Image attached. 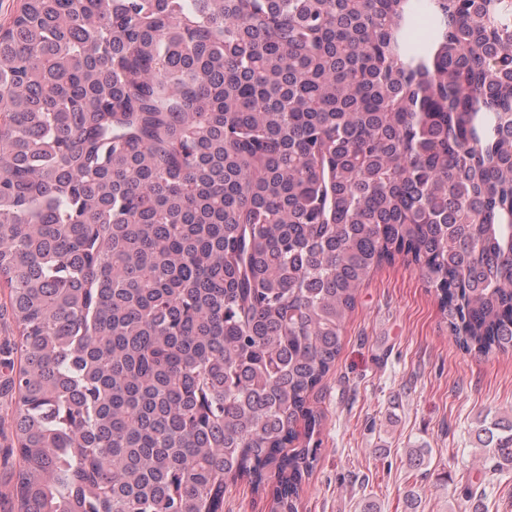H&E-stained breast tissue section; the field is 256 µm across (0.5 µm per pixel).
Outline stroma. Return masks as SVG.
Returning <instances> with one entry per match:
<instances>
[{
	"label": "stroma",
	"instance_id": "1",
	"mask_svg": "<svg viewBox=\"0 0 512 512\" xmlns=\"http://www.w3.org/2000/svg\"><path fill=\"white\" fill-rule=\"evenodd\" d=\"M314 402L326 421L299 512H360L366 498L378 512H471L473 483L486 488L482 512H512V473L480 469L475 437L482 419L512 415V353H462L433 290L403 260L360 289ZM412 448L431 451L421 468Z\"/></svg>",
	"mask_w": 512,
	"mask_h": 512
}]
</instances>
